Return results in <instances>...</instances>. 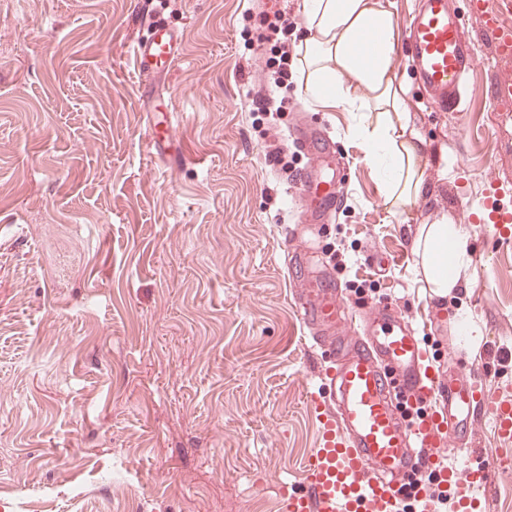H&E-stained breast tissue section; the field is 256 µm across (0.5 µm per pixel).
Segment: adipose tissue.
<instances>
[{
    "label": "adipose tissue",
    "instance_id": "1",
    "mask_svg": "<svg viewBox=\"0 0 512 512\" xmlns=\"http://www.w3.org/2000/svg\"><path fill=\"white\" fill-rule=\"evenodd\" d=\"M304 22L308 35L298 47L295 66L312 104L351 112L399 110L405 89L394 71L399 38L395 0H305ZM368 37L378 45L369 61L357 52ZM365 139L366 160L382 175L389 195L403 204L416 200L420 140L407 138L405 126L390 121L366 130ZM420 248L436 295L465 287L464 249L453 229L428 225Z\"/></svg>",
    "mask_w": 512,
    "mask_h": 512
}]
</instances>
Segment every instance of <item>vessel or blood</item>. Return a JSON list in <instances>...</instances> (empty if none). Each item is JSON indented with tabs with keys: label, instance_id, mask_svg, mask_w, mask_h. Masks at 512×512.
I'll list each match as a JSON object with an SVG mask.
<instances>
[{
	"label": "vessel or blood",
	"instance_id": "1",
	"mask_svg": "<svg viewBox=\"0 0 512 512\" xmlns=\"http://www.w3.org/2000/svg\"><path fill=\"white\" fill-rule=\"evenodd\" d=\"M469 3L496 58L512 63V26L504 22L512 0ZM151 28L150 38L134 49L135 67L147 82L181 43L179 31L157 21ZM406 38L433 107L456 111L464 83L479 64L461 16L448 0H420ZM294 135L304 150L324 155L331 148L323 132L298 128ZM294 183L297 201L314 216H328L340 203L337 183L322 185L313 170L302 171ZM489 190L476 218L491 225L498 238L511 239L512 209L497 205V185ZM296 309L313 340L328 344L335 364L321 373L327 395L310 401L322 427L319 445L303 462V488L284 492L282 512H440L411 480L424 468L439 488L452 490L459 512H477L479 492L512 459L470 462L468 423L475 412H488L496 433L512 440V400L486 395L472 366H461L448 380L430 373L418 337L391 307L363 316L350 335L324 339V332L350 316V301L333 279L312 282L307 294L297 297ZM401 396L416 403L433 397L441 407L405 422L397 415Z\"/></svg>",
	"mask_w": 512,
	"mask_h": 512
}]
</instances>
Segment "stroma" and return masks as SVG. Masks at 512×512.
<instances>
[{
  "instance_id": "1",
  "label": "stroma",
  "mask_w": 512,
  "mask_h": 512,
  "mask_svg": "<svg viewBox=\"0 0 512 512\" xmlns=\"http://www.w3.org/2000/svg\"><path fill=\"white\" fill-rule=\"evenodd\" d=\"M453 6L480 59L461 111L427 105L398 43L424 149L403 206L357 132L381 113L316 107L297 75L277 115L251 112L271 75L259 14L287 13L295 48L303 0H0V512H280L320 438L310 398L330 355L292 291L322 270L359 307L408 315L434 370L477 364L512 399V242L464 221L489 173L512 208V121L492 94L512 63L493 62L468 0ZM153 20L182 40L145 99L133 48ZM169 111L163 160L147 134ZM299 124L335 141L347 181L328 222L291 239ZM427 224L466 243L468 285L444 299L417 253ZM470 446L512 456L482 411Z\"/></svg>"
}]
</instances>
